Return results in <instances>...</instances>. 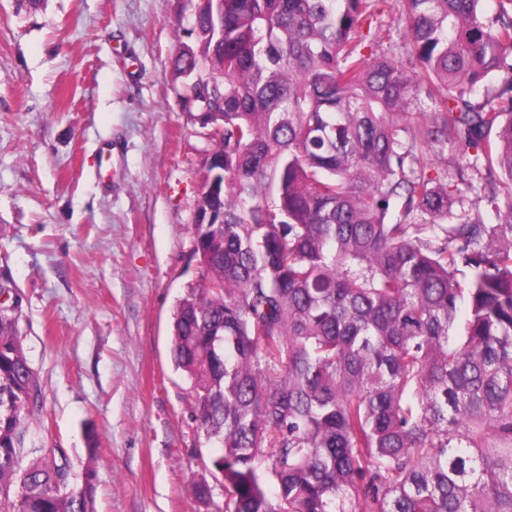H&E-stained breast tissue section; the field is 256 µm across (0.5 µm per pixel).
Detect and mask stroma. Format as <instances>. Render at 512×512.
Returning a JSON list of instances; mask_svg holds the SVG:
<instances>
[{"mask_svg": "<svg viewBox=\"0 0 512 512\" xmlns=\"http://www.w3.org/2000/svg\"><path fill=\"white\" fill-rule=\"evenodd\" d=\"M183 0H0V284L43 386L32 422L95 512H219L214 448L171 360L211 144L170 72Z\"/></svg>", "mask_w": 512, "mask_h": 512, "instance_id": "35a3bbf8", "label": "stroma"}]
</instances>
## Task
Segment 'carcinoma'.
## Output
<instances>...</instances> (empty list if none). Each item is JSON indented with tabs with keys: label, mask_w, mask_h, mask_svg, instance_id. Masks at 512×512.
<instances>
[{
	"label": "carcinoma",
	"mask_w": 512,
	"mask_h": 512,
	"mask_svg": "<svg viewBox=\"0 0 512 512\" xmlns=\"http://www.w3.org/2000/svg\"><path fill=\"white\" fill-rule=\"evenodd\" d=\"M486 2L224 0L215 52L194 0L171 75L224 182L172 358L224 512H512V0ZM391 14L415 70L364 52ZM19 318L0 305V512H95L96 449L78 482L30 427Z\"/></svg>",
	"instance_id": "obj_1"
}]
</instances>
